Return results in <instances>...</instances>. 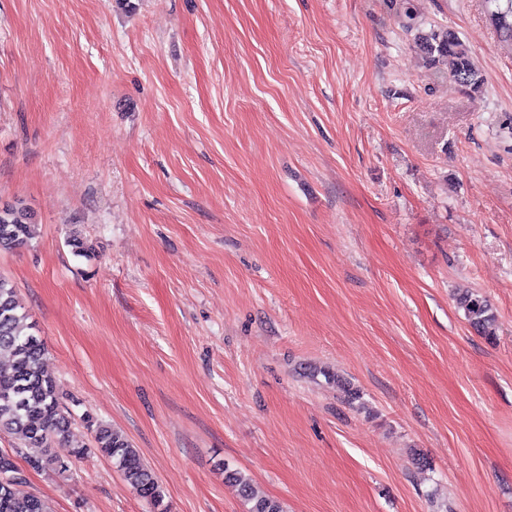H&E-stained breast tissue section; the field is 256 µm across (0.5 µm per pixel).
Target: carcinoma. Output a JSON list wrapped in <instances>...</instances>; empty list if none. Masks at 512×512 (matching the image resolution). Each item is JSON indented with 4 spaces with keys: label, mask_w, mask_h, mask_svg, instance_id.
I'll use <instances>...</instances> for the list:
<instances>
[{
    "label": "carcinoma",
    "mask_w": 512,
    "mask_h": 512,
    "mask_svg": "<svg viewBox=\"0 0 512 512\" xmlns=\"http://www.w3.org/2000/svg\"><path fill=\"white\" fill-rule=\"evenodd\" d=\"M430 65L461 87L476 93L483 78L471 51L448 29H434L418 37ZM34 236V221L21 203L0 209V250L24 246ZM468 324L483 336L495 333V314L490 302L476 291L466 290L457 298ZM27 315L18 312L15 288L0 275V358L10 362L0 372V433L12 434L19 446L0 450V512H50L45 500L21 491L26 475L14 456L23 457L33 469H65L69 458L84 452L67 447L70 413L63 405L54 381L46 374V349L40 336L32 332ZM95 447L112 459L125 482L156 512H167L164 493L154 473L136 448L111 426L85 416ZM225 479L234 483L248 512H285L282 503L258 491L242 473L224 469Z\"/></svg>",
    "instance_id": "cac0c4a2"
}]
</instances>
